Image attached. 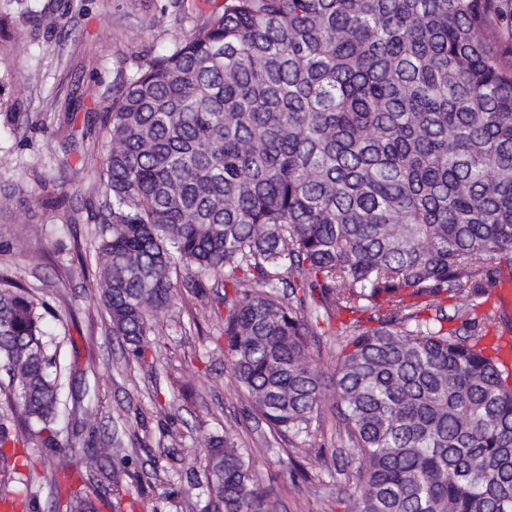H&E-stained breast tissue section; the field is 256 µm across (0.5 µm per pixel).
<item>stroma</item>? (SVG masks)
I'll use <instances>...</instances> for the list:
<instances>
[{"label":"stroma","mask_w":512,"mask_h":512,"mask_svg":"<svg viewBox=\"0 0 512 512\" xmlns=\"http://www.w3.org/2000/svg\"><path fill=\"white\" fill-rule=\"evenodd\" d=\"M224 0H0V193L18 203L0 210V266L37 287L52 316L44 329L60 344L66 373L93 369L100 386L91 422L110 431L113 417L131 426L126 438L135 485L143 489L123 512H196L203 449L210 435L234 427L251 449L259 486L273 489L277 512H346L360 460L338 437L324 409L301 465L309 482L293 481L279 462L287 440L248 411L217 342L223 289L206 298L182 294L153 317L145 365H128L106 314L85 288L78 254L92 251L101 156L82 139L100 120L122 77L145 59L167 54L174 38L193 36ZM40 80L25 85L31 72ZM18 109L27 118L8 123ZM83 141L81 152L72 142Z\"/></svg>","instance_id":"obj_1"}]
</instances>
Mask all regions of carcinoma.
<instances>
[{
	"instance_id": "cac0c4a2",
	"label": "carcinoma",
	"mask_w": 512,
	"mask_h": 512,
	"mask_svg": "<svg viewBox=\"0 0 512 512\" xmlns=\"http://www.w3.org/2000/svg\"><path fill=\"white\" fill-rule=\"evenodd\" d=\"M83 137L103 150L87 287L136 362L177 270L198 298L224 289V358L286 465L310 452L309 342L334 319L333 407L364 463L348 512H512V369L488 303L491 270L512 271V0H224ZM46 313L0 270V461L36 438L61 459L59 512H101L126 423L84 479L72 437L97 394L84 383L64 431ZM12 471L30 493L33 465ZM204 477L201 512H275L231 427Z\"/></svg>"
}]
</instances>
